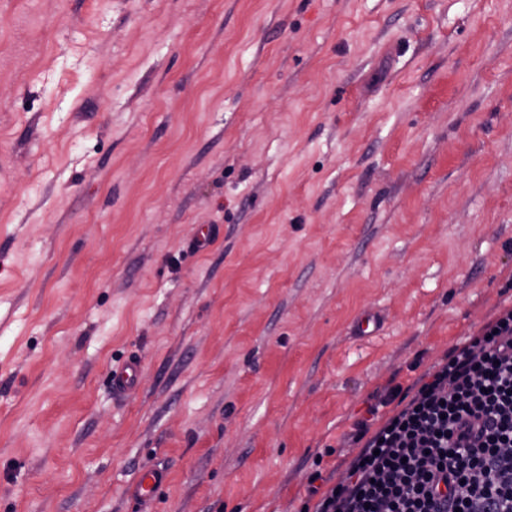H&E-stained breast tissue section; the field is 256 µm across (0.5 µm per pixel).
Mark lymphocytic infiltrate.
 Masks as SVG:
<instances>
[{"label":"lymphocytic infiltrate","mask_w":512,"mask_h":512,"mask_svg":"<svg viewBox=\"0 0 512 512\" xmlns=\"http://www.w3.org/2000/svg\"><path fill=\"white\" fill-rule=\"evenodd\" d=\"M315 512H512V308L424 375Z\"/></svg>","instance_id":"lymphocytic-infiltrate-1"}]
</instances>
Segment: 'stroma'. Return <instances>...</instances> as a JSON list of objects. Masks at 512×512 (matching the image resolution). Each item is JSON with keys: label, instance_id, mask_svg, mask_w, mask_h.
Here are the masks:
<instances>
[{"label": "stroma", "instance_id": "obj_1", "mask_svg": "<svg viewBox=\"0 0 512 512\" xmlns=\"http://www.w3.org/2000/svg\"><path fill=\"white\" fill-rule=\"evenodd\" d=\"M509 307L512 0H0V512H301ZM141 364L130 357L112 368V395L125 397L135 392L140 375ZM164 482L165 475L163 472L155 468H149L134 481L132 494L141 502H152L157 498Z\"/></svg>", "mask_w": 512, "mask_h": 512}]
</instances>
